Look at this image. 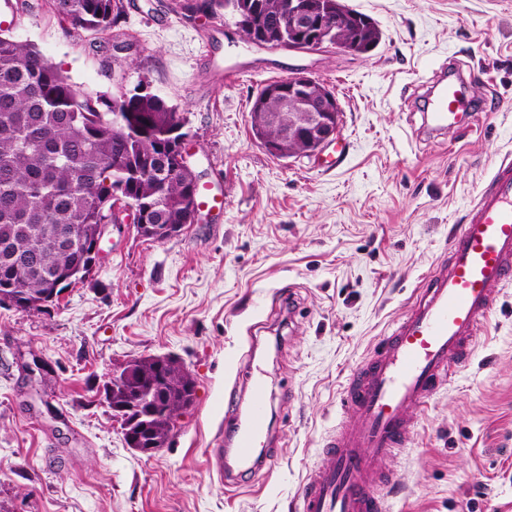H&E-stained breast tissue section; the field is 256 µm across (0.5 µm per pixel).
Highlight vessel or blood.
I'll list each match as a JSON object with an SVG mask.
<instances>
[{"mask_svg":"<svg viewBox=\"0 0 512 512\" xmlns=\"http://www.w3.org/2000/svg\"><path fill=\"white\" fill-rule=\"evenodd\" d=\"M469 101L461 84L441 81L423 119L445 132ZM512 284V164L501 163L481 189L467 221L448 245V262L426 282L411 312L369 361L353 372L345 415L320 464L298 492V512H384L370 486L377 461L403 447L409 411L422 408L449 364L468 365L474 336L493 308L494 289ZM267 406L249 405L246 420L224 409L226 445L238 461L253 460L266 433Z\"/></svg>","mask_w":512,"mask_h":512,"instance_id":"vessel-or-blood-1","label":"vessel or blood"}]
</instances>
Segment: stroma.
I'll return each instance as SVG.
<instances>
[{
	"label": "stroma",
	"mask_w": 512,
	"mask_h": 512,
	"mask_svg": "<svg viewBox=\"0 0 512 512\" xmlns=\"http://www.w3.org/2000/svg\"><path fill=\"white\" fill-rule=\"evenodd\" d=\"M15 7L13 37L71 80L112 94L140 86L174 105L191 161L222 194L163 242L113 230L95 274L58 304L0 306V512H296L345 409L354 367L448 260L495 167L512 162V0H344L382 32L365 54L259 49L231 14L182 18L177 0H125L134 41L68 32L49 0ZM240 69L224 77L225 66ZM459 68L470 101L460 128L421 129L423 89ZM340 105L334 155L282 159L251 132L265 85L295 72ZM469 365L450 366L404 448L379 462L386 512H512V285L495 290ZM177 357L195 402L151 458L128 448L106 398L113 372ZM265 372L263 465L221 481L224 399L250 402Z\"/></svg>",
	"instance_id": "35a3bbf8"
}]
</instances>
